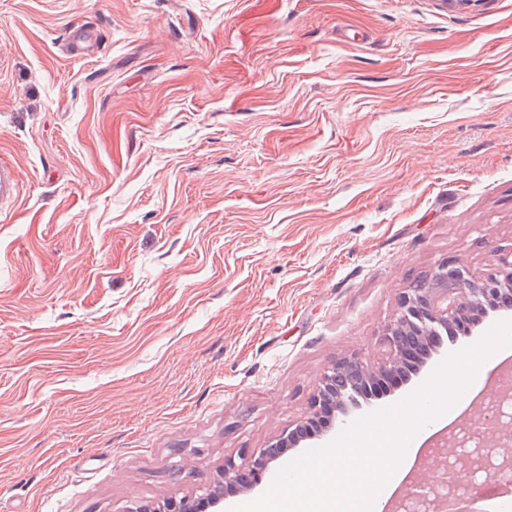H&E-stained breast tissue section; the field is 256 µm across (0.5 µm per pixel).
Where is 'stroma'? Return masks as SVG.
<instances>
[{"label":"stroma","instance_id":"1","mask_svg":"<svg viewBox=\"0 0 512 512\" xmlns=\"http://www.w3.org/2000/svg\"><path fill=\"white\" fill-rule=\"evenodd\" d=\"M1 156L0 512L192 495L512 252V0H0ZM20 195V180L15 167L0 159V208L14 203Z\"/></svg>","mask_w":512,"mask_h":512}]
</instances>
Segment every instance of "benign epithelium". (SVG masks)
Instances as JSON below:
<instances>
[{
  "instance_id": "7a95c632",
  "label": "benign epithelium",
  "mask_w": 512,
  "mask_h": 512,
  "mask_svg": "<svg viewBox=\"0 0 512 512\" xmlns=\"http://www.w3.org/2000/svg\"><path fill=\"white\" fill-rule=\"evenodd\" d=\"M498 262L509 271L476 277L460 262L435 266L419 286H411L399 298L397 311L383 334L386 353L380 363L369 366L356 355L333 362L319 379L306 418L267 447L253 450L241 463L224 461L222 480L203 488L202 494L179 500L164 498L158 512H223L226 490L235 494L251 490L252 484L246 482L248 476L262 475L285 452L304 441L324 437L363 406L391 394V386L408 381L410 372L417 373L425 365L430 346L440 343L441 334L469 335L489 313H511L512 260L500 253ZM498 439L507 451L494 467L495 478L511 487L512 427L499 428ZM443 484L448 487V494L435 503V512H461L459 505L469 498L461 472L444 466Z\"/></svg>"
}]
</instances>
